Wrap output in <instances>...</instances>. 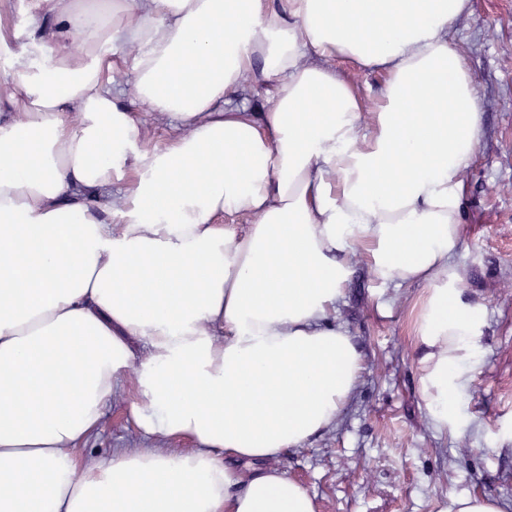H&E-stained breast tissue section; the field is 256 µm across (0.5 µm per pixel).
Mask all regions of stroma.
Segmentation results:
<instances>
[{
    "mask_svg": "<svg viewBox=\"0 0 512 512\" xmlns=\"http://www.w3.org/2000/svg\"><path fill=\"white\" fill-rule=\"evenodd\" d=\"M10 37L0 58L29 54L26 0H0ZM473 73L484 133L464 172L465 224L453 259L466 298L486 310L478 363L458 400L460 428L436 431L419 395L412 321L423 286L376 280L364 256L336 310L363 363L337 424L278 467L314 495L317 512H438L450 497L485 494L512 512V0H473L455 33ZM144 441L115 395L86 453Z\"/></svg>",
    "mask_w": 512,
    "mask_h": 512,
    "instance_id": "obj_1",
    "label": "stroma"
}]
</instances>
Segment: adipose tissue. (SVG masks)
I'll use <instances>...</instances> for the list:
<instances>
[{"label": "adipose tissue", "instance_id": "obj_1", "mask_svg": "<svg viewBox=\"0 0 512 512\" xmlns=\"http://www.w3.org/2000/svg\"><path fill=\"white\" fill-rule=\"evenodd\" d=\"M28 12L42 53L0 79V512H317L276 461L357 389L333 318L358 252L424 286L419 393L458 428L484 325L450 265L483 134L454 36L471 0ZM128 43L134 98L172 128L153 145L112 77ZM340 61L384 75L373 112ZM121 392L148 447L81 454Z\"/></svg>", "mask_w": 512, "mask_h": 512}]
</instances>
